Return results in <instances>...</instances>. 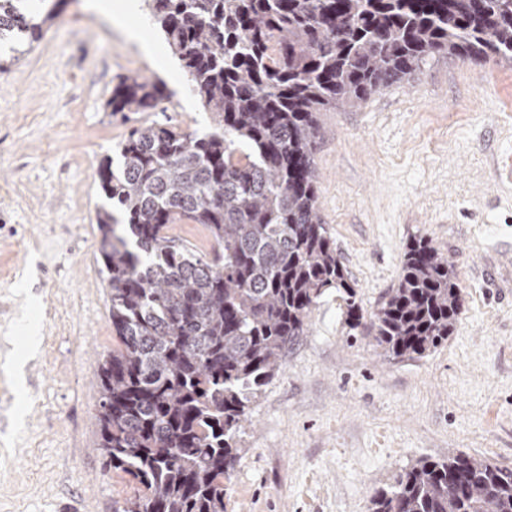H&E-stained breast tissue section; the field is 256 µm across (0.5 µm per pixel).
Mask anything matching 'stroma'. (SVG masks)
I'll use <instances>...</instances> for the list:
<instances>
[{
  "instance_id": "35a3bbf8",
  "label": "stroma",
  "mask_w": 512,
  "mask_h": 512,
  "mask_svg": "<svg viewBox=\"0 0 512 512\" xmlns=\"http://www.w3.org/2000/svg\"><path fill=\"white\" fill-rule=\"evenodd\" d=\"M119 0H66L0 71V512H112L131 486L96 450L95 379L112 351L99 164L143 124L205 134L208 112L171 51L147 58ZM165 82L148 112H111L122 78ZM319 209L374 311L422 236L454 265L462 313L428 356L380 358L325 294L253 404L224 512H368L407 464L460 451L512 467V69L436 58L351 111L325 112ZM39 327L28 353L24 329Z\"/></svg>"
}]
</instances>
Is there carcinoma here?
Returning <instances> with one entry per match:
<instances>
[{
	"label": "carcinoma",
	"instance_id": "cac0c4a2",
	"mask_svg": "<svg viewBox=\"0 0 512 512\" xmlns=\"http://www.w3.org/2000/svg\"><path fill=\"white\" fill-rule=\"evenodd\" d=\"M0 0V43L16 55L57 16ZM215 128L142 125L97 171L127 224L96 211L116 346L103 364L97 448L136 491L113 512H224L251 405L305 335L318 300L356 285L322 223L319 114L353 110L438 55L512 68V0H145ZM166 98L128 76L113 112ZM202 225L210 254L170 233ZM461 314L453 265L410 240L397 284L369 315L387 360L420 359ZM369 512H512V468L450 451L374 493Z\"/></svg>",
	"mask_w": 512,
	"mask_h": 512
}]
</instances>
